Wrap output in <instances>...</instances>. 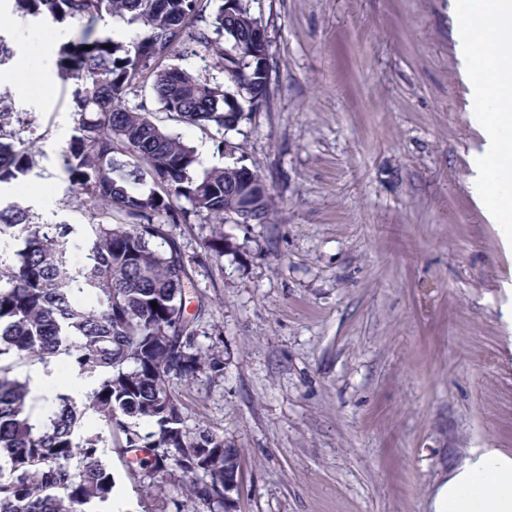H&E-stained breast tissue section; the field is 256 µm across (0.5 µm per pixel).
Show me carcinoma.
I'll list each match as a JSON object with an SVG mask.
<instances>
[{"mask_svg": "<svg viewBox=\"0 0 512 512\" xmlns=\"http://www.w3.org/2000/svg\"><path fill=\"white\" fill-rule=\"evenodd\" d=\"M13 9L80 28L57 51L59 76L78 84L62 166L72 204L92 222L38 224L16 202L0 206V236L20 242L10 263L0 260V512H105L115 478L104 448L149 478L145 498L168 481L184 485L200 512H224V466L240 451L209 430L188 431L174 390L223 366L199 346L200 314L185 306L190 260L173 229L202 212L223 222L260 175L244 164L203 166L194 147L125 101L151 77L168 119L219 134L235 127L267 102L268 50L252 39L259 20L245 0H218L211 31L198 25L201 0H13ZM106 15L140 32L127 42L102 34ZM199 49L222 60L227 83L163 64ZM24 126L0 96V183L32 168ZM72 240L84 248L81 266L67 259ZM60 356L92 387L39 407L17 368ZM89 413L103 431H80ZM141 421L152 430L141 432Z\"/></svg>", "mask_w": 512, "mask_h": 512, "instance_id": "obj_1", "label": "carcinoma"}]
</instances>
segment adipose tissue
I'll return each instance as SVG.
<instances>
[{
  "label": "adipose tissue",
  "instance_id": "ef3b65f1",
  "mask_svg": "<svg viewBox=\"0 0 512 512\" xmlns=\"http://www.w3.org/2000/svg\"><path fill=\"white\" fill-rule=\"evenodd\" d=\"M465 23L456 47L466 75L476 78L477 126L484 147L474 160L472 190L487 215L512 222V0H459ZM486 52L473 70L477 46ZM432 512H512V455L497 448H472L437 483Z\"/></svg>",
  "mask_w": 512,
  "mask_h": 512
}]
</instances>
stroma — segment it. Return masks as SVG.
Instances as JSON below:
<instances>
[{
    "mask_svg": "<svg viewBox=\"0 0 512 512\" xmlns=\"http://www.w3.org/2000/svg\"><path fill=\"white\" fill-rule=\"evenodd\" d=\"M270 98L227 137L274 200L265 224L207 214L175 234L196 283L198 342L223 371L177 385L189 430L239 449L236 512H431L471 448L512 454V223L473 199L477 87L458 71L457 0H250ZM76 27L0 22V92L30 126V174L0 199L40 222L86 224L61 153L72 84L56 68ZM38 403L88 378L22 366ZM107 512H142L113 457Z\"/></svg>",
    "mask_w": 512,
    "mask_h": 512,
    "instance_id": "obj_1",
    "label": "stroma"
}]
</instances>
